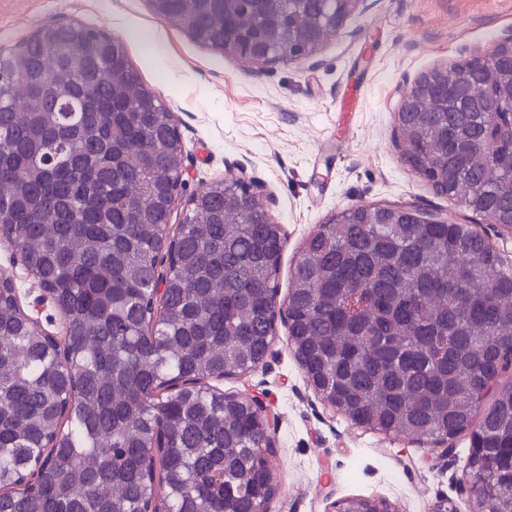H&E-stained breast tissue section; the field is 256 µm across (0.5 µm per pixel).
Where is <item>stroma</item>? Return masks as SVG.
<instances>
[{
  "instance_id": "1",
  "label": "stroma",
  "mask_w": 512,
  "mask_h": 512,
  "mask_svg": "<svg viewBox=\"0 0 512 512\" xmlns=\"http://www.w3.org/2000/svg\"><path fill=\"white\" fill-rule=\"evenodd\" d=\"M78 24L121 42L152 90L175 113L185 146L181 197L243 166L274 198L284 225L278 279L291 286L305 239L335 212L415 204L469 224L512 262V234L437 194L404 160L395 127L400 91L426 71L512 37V0H369L310 59L263 68L194 41L160 19L151 0H0V48L45 26ZM263 366L224 380L225 393L260 397L279 421L272 512H330L374 497L394 512H432L442 500L474 512L469 432L448 454L355 426L309 387L279 328Z\"/></svg>"
}]
</instances>
